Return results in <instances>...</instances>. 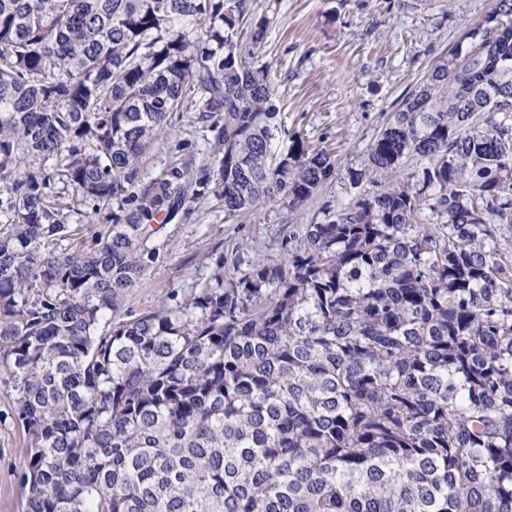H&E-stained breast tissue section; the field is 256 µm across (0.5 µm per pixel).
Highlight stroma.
<instances>
[{
    "mask_svg": "<svg viewBox=\"0 0 512 512\" xmlns=\"http://www.w3.org/2000/svg\"><path fill=\"white\" fill-rule=\"evenodd\" d=\"M491 0H280L261 60L280 104L278 149L295 137L336 156L331 179L305 207L273 200L235 218L214 197L189 214L154 225L145 242L154 256L129 298L140 312L174 308L216 275L238 279L258 261L285 257L289 225L308 224L323 206L347 203L350 173L363 169L368 149L391 112L418 89L435 62L476 27ZM220 121L185 108L143 150L140 186L171 171L212 164ZM223 267H216V259ZM9 387L0 381V512H23L19 474L27 455L11 422Z\"/></svg>",
    "mask_w": 512,
    "mask_h": 512,
    "instance_id": "obj_1",
    "label": "stroma"
}]
</instances>
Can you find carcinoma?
<instances>
[{
    "label": "carcinoma",
    "instance_id": "carcinoma-1",
    "mask_svg": "<svg viewBox=\"0 0 512 512\" xmlns=\"http://www.w3.org/2000/svg\"><path fill=\"white\" fill-rule=\"evenodd\" d=\"M275 5L0 0V379L24 512H512V0L391 113L353 174L372 190L289 225L281 262L129 307L158 218L210 194L229 218L298 210L334 172L301 136L274 146ZM189 104L221 116L215 165L172 172L189 197L133 191ZM56 174L112 223H65Z\"/></svg>",
    "mask_w": 512,
    "mask_h": 512
}]
</instances>
